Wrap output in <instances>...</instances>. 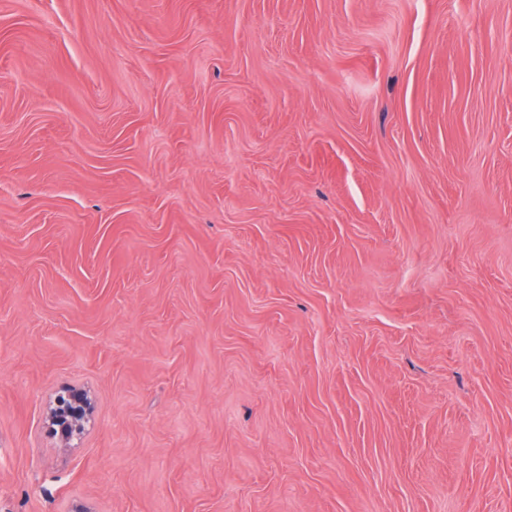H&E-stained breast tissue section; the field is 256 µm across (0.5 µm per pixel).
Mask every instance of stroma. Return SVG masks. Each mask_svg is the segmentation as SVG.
<instances>
[{
  "label": "stroma",
  "instance_id": "obj_1",
  "mask_svg": "<svg viewBox=\"0 0 512 512\" xmlns=\"http://www.w3.org/2000/svg\"><path fill=\"white\" fill-rule=\"evenodd\" d=\"M0 512H512V0H0ZM55 414L50 424L63 440L68 441L91 418L92 403L87 393L76 386H65L57 395Z\"/></svg>",
  "mask_w": 512,
  "mask_h": 512
}]
</instances>
